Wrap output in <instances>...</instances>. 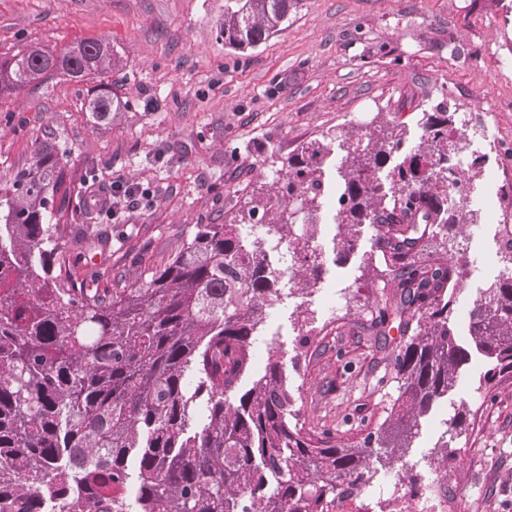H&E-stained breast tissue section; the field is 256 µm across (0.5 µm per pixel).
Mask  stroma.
<instances>
[{
  "mask_svg": "<svg viewBox=\"0 0 512 512\" xmlns=\"http://www.w3.org/2000/svg\"><path fill=\"white\" fill-rule=\"evenodd\" d=\"M223 14L224 0H0V55L102 38L126 59L108 78L126 110L109 124L86 112L89 82L62 74L0 99V187L54 140L80 201L87 183L108 188L118 179L148 194L112 225L115 287L165 262L195 225L223 223L251 193L270 192L275 170L328 131L352 128L366 108L404 128L411 145L436 106L459 119L480 113L485 132L473 148L485 164L469 209L512 186V0H296L284 31L244 51L225 46ZM500 224L512 225V197L493 223L463 228L473 272L459 307H472L506 267L495 245ZM337 233L334 215L324 214L315 290L323 302L310 315L321 333L308 353L296 350L299 299L285 282L251 352L279 347L304 428L355 445L388 417L398 383L361 329L381 299L382 270L366 265L373 231L364 227L342 260ZM485 370L472 360L448 396L467 415L447 471L435 461L442 431L434 424L406 456L422 490L443 482L447 512H512V373L483 390Z\"/></svg>",
  "mask_w": 512,
  "mask_h": 512,
  "instance_id": "obj_1",
  "label": "stroma"
}]
</instances>
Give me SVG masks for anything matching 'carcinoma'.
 Here are the masks:
<instances>
[{
	"instance_id": "carcinoma-1",
	"label": "carcinoma",
	"mask_w": 512,
	"mask_h": 512,
	"mask_svg": "<svg viewBox=\"0 0 512 512\" xmlns=\"http://www.w3.org/2000/svg\"><path fill=\"white\" fill-rule=\"evenodd\" d=\"M291 7L225 0L219 33L226 45L254 48L283 30ZM125 66L102 39L62 50L31 44L0 55V98L47 74L93 81ZM123 109L103 83L87 104L95 124ZM454 127L447 107H437L389 168L403 129L367 127L357 138L329 131L288 160L277 191L251 195L222 224L195 225L131 288L112 287V266L94 262L97 248H112V225L53 223L70 200L62 193L64 149L45 143L0 192V512H333L336 499L369 485L373 463L402 461L473 355L489 366L486 387L512 373V275L473 303L462 344L464 253L429 252L432 241L455 240L458 225L469 223L466 206L448 196L483 167L482 155L461 163ZM335 141L347 152L338 169V257L357 247L362 226L374 229L392 289L381 292L369 331L383 347L393 328L408 337L394 356L401 386L390 415L353 446L299 426L279 348L270 347L251 386H240L276 286L286 278L303 294L321 280L311 242L327 193L321 166ZM257 213L273 236L242 234ZM280 248L291 256L288 269L258 260ZM460 425L457 412L445 422V465ZM131 482L130 497L115 494Z\"/></svg>"
}]
</instances>
